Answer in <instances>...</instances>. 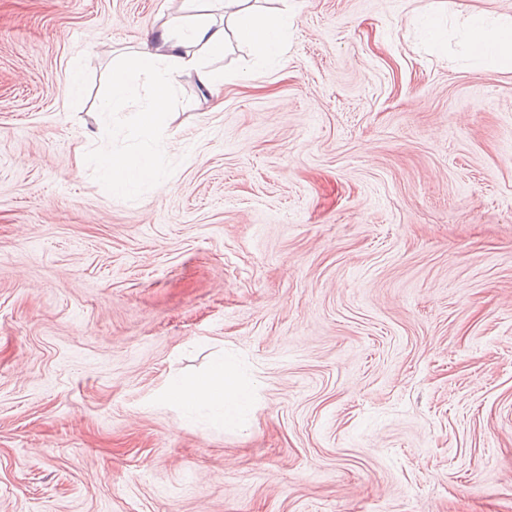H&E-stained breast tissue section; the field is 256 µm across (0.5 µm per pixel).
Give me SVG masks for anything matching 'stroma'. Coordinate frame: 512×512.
<instances>
[{"label":"stroma","mask_w":512,"mask_h":512,"mask_svg":"<svg viewBox=\"0 0 512 512\" xmlns=\"http://www.w3.org/2000/svg\"><path fill=\"white\" fill-rule=\"evenodd\" d=\"M259 5L280 59L158 136L104 106L181 0H0V512H512V70L463 36L512 0ZM219 358L236 422L165 401ZM104 179L113 191L125 190L136 183L151 180L154 170L148 155L109 153L99 161Z\"/></svg>","instance_id":"1"}]
</instances>
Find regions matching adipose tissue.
Here are the masks:
<instances>
[{
  "label": "adipose tissue",
  "mask_w": 512,
  "mask_h": 512,
  "mask_svg": "<svg viewBox=\"0 0 512 512\" xmlns=\"http://www.w3.org/2000/svg\"><path fill=\"white\" fill-rule=\"evenodd\" d=\"M293 17L282 10L273 14L256 12L250 0H182L179 15L167 19L148 37L141 50L112 71V100L130 98L132 82H151L154 93L140 110L143 128L154 131L174 94L177 79L184 71H195L211 97L222 92L218 77L208 67V60L222 56L230 39L249 43L268 59L279 57L288 42ZM473 65L496 64L512 67V17H492L478 12L468 19L466 28ZM99 165L108 187L118 191L153 178L148 156L109 153ZM168 401L194 409L216 405L223 418L230 419L244 410L248 393L224 362L212 365L207 376L192 384L172 381L166 391Z\"/></svg>",
  "instance_id": "ef3b65f1"
}]
</instances>
